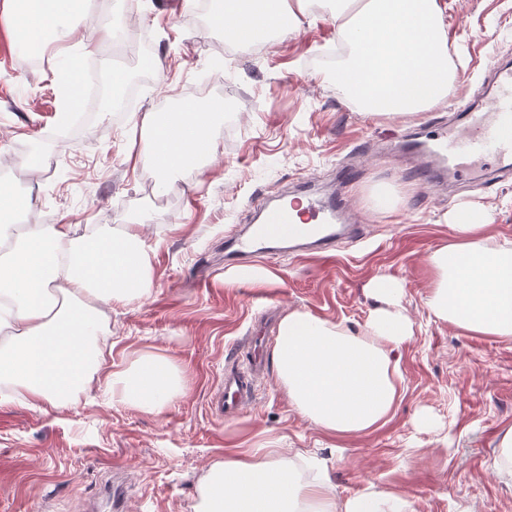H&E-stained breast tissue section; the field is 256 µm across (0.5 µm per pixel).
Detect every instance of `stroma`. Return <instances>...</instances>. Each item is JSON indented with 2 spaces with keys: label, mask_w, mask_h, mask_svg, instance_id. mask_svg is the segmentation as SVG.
<instances>
[{
  "label": "stroma",
  "mask_w": 512,
  "mask_h": 512,
  "mask_svg": "<svg viewBox=\"0 0 512 512\" xmlns=\"http://www.w3.org/2000/svg\"><path fill=\"white\" fill-rule=\"evenodd\" d=\"M443 2L452 90L467 102L490 65L512 60V0ZM109 23L122 41L104 40ZM69 43L95 66L125 71L136 91L129 111L85 103L83 124L63 134L51 69L65 44L32 55L0 27V153L13 154L20 178L39 159L24 192L42 223L141 224L158 245L153 293L108 311L112 351L74 405L0 407V512H110V489L121 512H199L209 469L239 444L278 449L305 479L325 472L340 500L386 490L404 512H512V462L498 458L512 428V339L464 332L426 305L428 256L452 236L450 212L481 211L490 234L512 240V174L488 184L479 162L465 179L449 172L425 185L402 156L418 127L453 125L455 105L403 117L359 111L333 79L348 51L327 8L288 39L233 46L198 0H91ZM149 55L163 72L143 68ZM158 89L224 103L215 159L168 174L160 194L138 161L149 140L135 119L155 107ZM350 160L362 169L344 195L360 222L333 258H252L261 282L225 266V240L263 195L328 189ZM386 184L405 207L374 209L371 194ZM379 275L401 281L414 331L389 349L403 377L391 422L336 441L296 410L271 363L236 418L211 412L252 330L265 328L274 349L281 319L300 310L359 332L379 306L366 292ZM148 354L169 358L185 380L158 412L113 400L108 383Z\"/></svg>",
  "instance_id": "1"
}]
</instances>
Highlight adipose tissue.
<instances>
[{
	"mask_svg": "<svg viewBox=\"0 0 512 512\" xmlns=\"http://www.w3.org/2000/svg\"><path fill=\"white\" fill-rule=\"evenodd\" d=\"M227 39L246 44L255 32L287 37L320 0H230ZM338 40L350 54L337 67V86L369 114L411 115L444 102L453 83L444 10L438 0H337ZM88 0H0V25L17 45L41 52L78 28ZM375 35L356 43L359 26ZM81 55L57 56L53 80L66 115L80 112ZM223 103L162 115L146 112L140 124L152 146L143 157L164 175L212 159L214 125ZM31 209L29 196L0 183V406L19 403L57 409L85 393L106 358L102 320L113 304L151 296L154 248L136 224L19 227L11 216ZM479 215L456 217L454 239L432 250L434 279L427 306L436 318L467 333L512 338V241L486 234ZM370 292L383 306L360 334L295 310L279 325L273 360L294 407L317 428L345 438L390 422L400 397V372L386 348L413 334L412 322L393 307L397 280L375 277ZM184 389L168 358H142L112 375V396L154 412ZM202 512H403L398 495L376 490L345 501L330 492L327 475L302 479L272 448H250L214 464L201 489Z\"/></svg>",
	"mask_w": 512,
	"mask_h": 512,
	"instance_id": "adipose-tissue-1",
	"label": "adipose tissue"
}]
</instances>
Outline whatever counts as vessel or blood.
<instances>
[{"label": "vessel or blood", "mask_w": 512, "mask_h": 512, "mask_svg": "<svg viewBox=\"0 0 512 512\" xmlns=\"http://www.w3.org/2000/svg\"><path fill=\"white\" fill-rule=\"evenodd\" d=\"M482 100L484 111H462L453 137H441L433 148L414 149L424 177L447 166L463 168L468 158L500 162L512 157V65H497L491 86L482 90ZM298 193L299 210L289 208L279 196L261 206L254 223L232 241L237 256L248 258L273 244H287L295 251L324 252L348 234L356 218L345 197H319L306 186ZM247 354L246 364H233L224 373L223 389L214 402L220 416L237 415L251 398L265 365L263 337H251Z\"/></svg>", "instance_id": "b4317fda"}]
</instances>
